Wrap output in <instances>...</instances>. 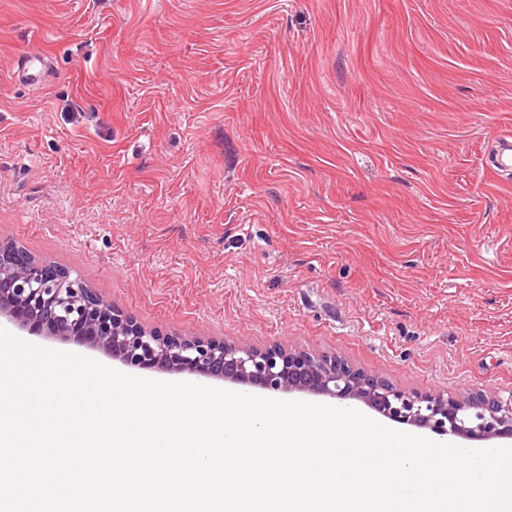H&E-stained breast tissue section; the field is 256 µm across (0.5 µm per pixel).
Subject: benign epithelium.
<instances>
[{
    "label": "benign epithelium",
    "instance_id": "1",
    "mask_svg": "<svg viewBox=\"0 0 512 512\" xmlns=\"http://www.w3.org/2000/svg\"><path fill=\"white\" fill-rule=\"evenodd\" d=\"M32 335L100 351L127 366L200 375L273 393H310L362 402L402 424L439 436L488 441L512 438V395L478 390L455 395L397 388L337 356L263 349L148 330L104 301L65 269L0 245V318Z\"/></svg>",
    "mask_w": 512,
    "mask_h": 512
}]
</instances>
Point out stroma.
Segmentation results:
<instances>
[{
	"label": "stroma",
	"instance_id": "obj_1",
	"mask_svg": "<svg viewBox=\"0 0 512 512\" xmlns=\"http://www.w3.org/2000/svg\"><path fill=\"white\" fill-rule=\"evenodd\" d=\"M508 134L512 0H0V242L148 329L511 395ZM51 69L50 59L40 52H30L25 55L20 66L18 65L15 75L18 80L37 84ZM490 167L503 178L504 175H512V137H500Z\"/></svg>",
	"mask_w": 512,
	"mask_h": 512
}]
</instances>
